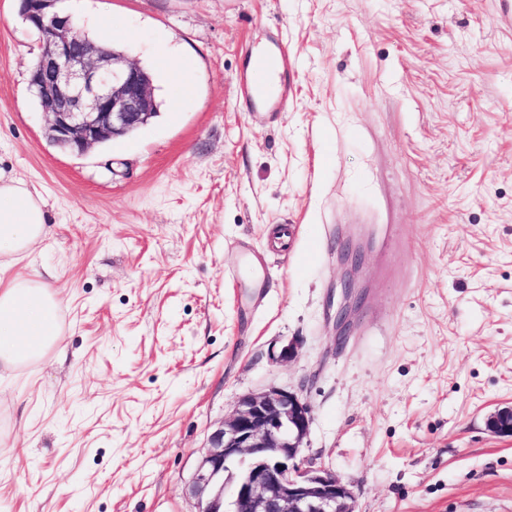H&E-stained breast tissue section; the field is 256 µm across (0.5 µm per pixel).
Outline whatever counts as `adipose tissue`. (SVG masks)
I'll list each match as a JSON object with an SVG mask.
<instances>
[{"label":"adipose tissue","mask_w":512,"mask_h":512,"mask_svg":"<svg viewBox=\"0 0 512 512\" xmlns=\"http://www.w3.org/2000/svg\"><path fill=\"white\" fill-rule=\"evenodd\" d=\"M46 234L42 199L0 179V366L7 369L37 362L61 343L58 292L17 269Z\"/></svg>","instance_id":"1"}]
</instances>
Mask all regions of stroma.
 <instances>
[{"instance_id":"1","label":"stroma","mask_w":512,"mask_h":512,"mask_svg":"<svg viewBox=\"0 0 512 512\" xmlns=\"http://www.w3.org/2000/svg\"><path fill=\"white\" fill-rule=\"evenodd\" d=\"M153 74L159 114L72 156L0 0V175L45 204L28 269L63 340L0 368V512H196L237 399L275 384L357 512H512V21L500 0H58ZM292 52L284 112L239 77ZM193 66L169 79L157 54ZM179 111H170L171 99ZM296 224L285 252L268 234ZM367 243L346 336L339 242ZM297 351L278 361L281 348Z\"/></svg>"}]
</instances>
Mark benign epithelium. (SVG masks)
<instances>
[{"label": "benign epithelium", "mask_w": 512, "mask_h": 512, "mask_svg": "<svg viewBox=\"0 0 512 512\" xmlns=\"http://www.w3.org/2000/svg\"><path fill=\"white\" fill-rule=\"evenodd\" d=\"M56 3L20 0L24 22L40 34L41 52L29 83L46 114L49 142L82 156L151 122L152 79L123 52L89 38ZM340 255L353 272L362 264V250L349 240ZM341 288L338 328L347 326L360 300L353 276ZM311 422V407L296 392L270 386L241 396L210 434L188 482L197 512H356L348 484L323 467L304 465L301 453ZM489 427L512 433V407L497 410ZM236 464L241 471L228 503L224 483Z\"/></svg>", "instance_id": "benign-epithelium-1"}]
</instances>
